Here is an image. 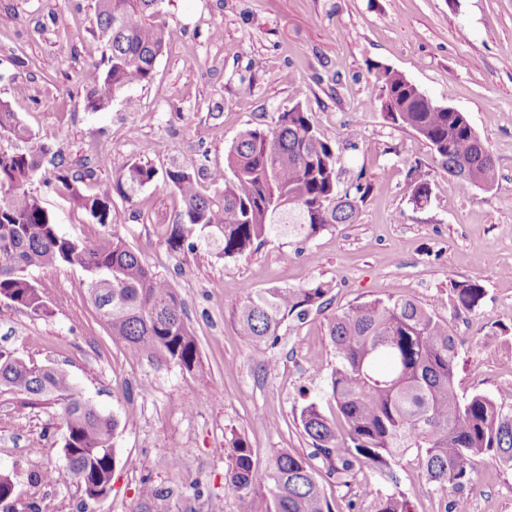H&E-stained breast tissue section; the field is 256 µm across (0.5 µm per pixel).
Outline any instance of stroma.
Here are the masks:
<instances>
[{"label": "stroma", "instance_id": "stroma-1", "mask_svg": "<svg viewBox=\"0 0 512 512\" xmlns=\"http://www.w3.org/2000/svg\"><path fill=\"white\" fill-rule=\"evenodd\" d=\"M163 8L173 37L152 82L125 87L94 113L84 104L103 72L88 53L94 0H0V14L14 17L0 26V100L31 132L26 141L0 137V147L46 143L74 170H93L87 190L112 192L114 229L175 287L200 357L188 372L130 355L79 268L32 271L47 311L0 302V348L64 369L85 398L116 417V463L112 489L98 500L74 481L36 483V474L65 464L62 405L26 406L2 387L0 473L15 493L0 512H241L239 493L224 481L230 439L247 440L260 471L276 450L309 454L302 408L314 402L336 412L327 395L336 363L327 322L372 299L410 297L448 320L462 339L461 395L495 397L512 385V0H165ZM387 68L467 115L493 154V187L463 188L436 166L425 141L385 118ZM297 105L335 146L340 188L360 174L371 182L357 223L309 239L282 234L235 258L198 230L194 251L174 252L167 237L181 201L173 190L157 182L128 200L114 193L135 162L182 165L215 189L240 131L273 127ZM415 164L431 183L422 206L410 200ZM27 189L64 235L103 234L56 189L51 166ZM465 281L486 296L480 309L458 314L449 289ZM316 282L332 285L330 305L285 324L275 347L239 336L235 311L248 293ZM174 448L182 453L176 471L168 462ZM364 478L405 492L413 512H444L447 491L426 480L414 454ZM147 479L156 496L143 495ZM464 497L469 512H512V469L478 462Z\"/></svg>", "mask_w": 512, "mask_h": 512}]
</instances>
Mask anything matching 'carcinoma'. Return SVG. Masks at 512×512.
I'll return each mask as SVG.
<instances>
[{"mask_svg": "<svg viewBox=\"0 0 512 512\" xmlns=\"http://www.w3.org/2000/svg\"><path fill=\"white\" fill-rule=\"evenodd\" d=\"M164 0H95L96 27L90 45L104 66L101 81L87 91L85 108L106 110L113 95L132 84H148L172 30ZM387 120L423 139L445 173L461 186L490 188L495 162L466 115L435 103L399 72L383 73ZM30 137L10 104L0 101V136ZM56 169V188L101 225L113 223L109 193L86 194L83 176L62 155L42 144L27 152L0 148V300L33 313L45 303L28 277L32 269L67 263L81 268L112 336L127 351L157 365L199 367L195 336L185 305L170 282L145 266L119 234L87 244L61 234L37 196L26 189L45 159ZM232 177L224 187L204 190L198 175L173 165L159 172L132 163L117 181L128 198L162 181L182 207L167 238L173 251L194 249L198 228L217 234L226 258L241 256L285 230L309 239L336 224H353L372 190L358 174L342 191L336 153L318 133L308 112L297 105L278 115L272 128L242 130L226 157ZM411 200L430 199V183L410 168ZM321 282L308 288H267L251 293L237 308L241 336L274 346L288 321L305 320L324 304ZM485 289L475 281L452 285L448 303L457 313L481 307ZM336 352L329 394L336 418L316 404L300 414L312 441L308 455L281 449L258 475L246 440H232L225 484L240 493L243 512H333L314 460L321 461L336 488L373 503L372 512H411L399 490L382 491L357 482L365 468L383 471L396 458L416 452L426 480L454 494L445 512H465L462 496L476 459L488 457L512 468V405L484 394L468 397L456 387L459 337L448 321L410 298L371 300L352 305L328 322ZM0 386L63 405L66 464L39 477L45 484L80 481L87 499L94 487L111 483L112 440L117 419L85 401L62 369L26 363L0 349Z\"/></svg>", "mask_w": 512, "mask_h": 512, "instance_id": "carcinoma-1", "label": "carcinoma"}]
</instances>
